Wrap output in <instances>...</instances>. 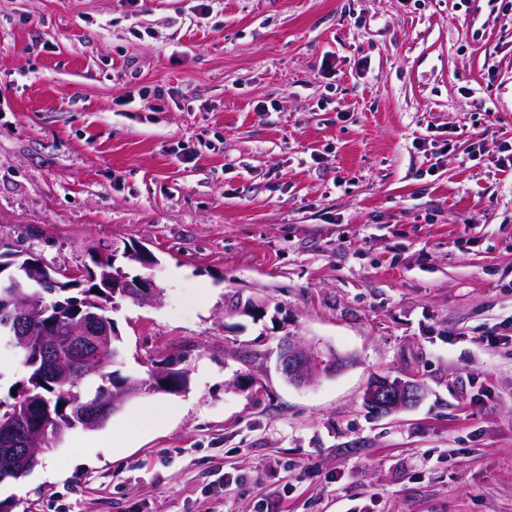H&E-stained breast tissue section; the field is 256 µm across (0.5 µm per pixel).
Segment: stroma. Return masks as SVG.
Here are the masks:
<instances>
[{
    "label": "stroma",
    "instance_id": "35a3bbf8",
    "mask_svg": "<svg viewBox=\"0 0 512 512\" xmlns=\"http://www.w3.org/2000/svg\"><path fill=\"white\" fill-rule=\"evenodd\" d=\"M512 0H0V242L162 288L13 512H512ZM349 356L297 387L287 335ZM376 376L419 383L378 418ZM181 413L139 433L146 402ZM137 387V384H130L127 387V391L124 393L114 394L112 395V398H102L100 400L90 402L79 415V419L83 426L85 428L94 427L98 423L103 412L112 406V409L102 417L97 426L88 431H94L104 427L110 421L114 412H117L122 408L124 403L127 401L129 396L134 393Z\"/></svg>",
    "mask_w": 512,
    "mask_h": 512
}]
</instances>
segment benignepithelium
<instances>
[{
	"label": "benign epithelium",
	"mask_w": 512,
	"mask_h": 512,
	"mask_svg": "<svg viewBox=\"0 0 512 512\" xmlns=\"http://www.w3.org/2000/svg\"><path fill=\"white\" fill-rule=\"evenodd\" d=\"M103 287L112 289V295L119 293L130 297L141 305L157 303L163 290L150 278L131 277L120 267L102 271ZM7 286L0 292V348L22 359L28 355L30 339L37 333V323L43 313L42 302L22 292V284L12 278L0 280ZM68 347L61 352L55 338L45 337L40 348L50 364L68 367L72 364L90 363L84 343L97 350L109 346L113 336V322L104 315L87 316L82 326L68 333ZM346 357L340 354L324 353L302 340L291 339L279 354V367L288 383L296 386L311 385L323 375L336 374L346 366ZM137 385L130 384L127 391L114 394L108 399L89 403L80 413L79 419L86 428L94 427L104 411H119L131 396ZM422 387L411 381L376 377L365 389L363 400L370 412L378 416L396 414L415 406L422 399ZM50 423H44L37 434L29 432L24 420L15 417L0 422V451L12 460V472L18 476L32 472L38 449L34 448L35 437H44Z\"/></svg>",
	"instance_id": "obj_1"
}]
</instances>
